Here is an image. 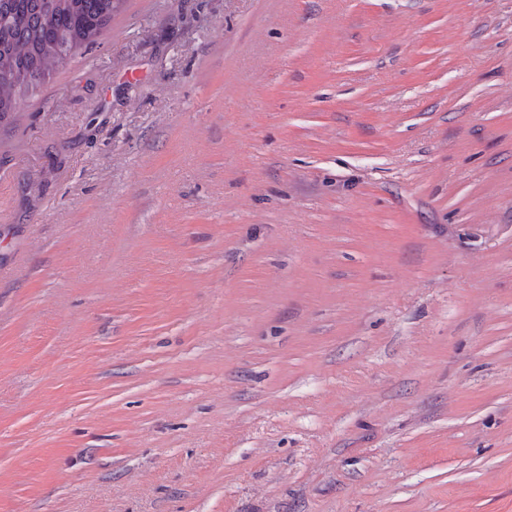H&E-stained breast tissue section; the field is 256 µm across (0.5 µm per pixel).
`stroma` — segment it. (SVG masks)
<instances>
[{
  "label": "stroma",
  "mask_w": 512,
  "mask_h": 512,
  "mask_svg": "<svg viewBox=\"0 0 512 512\" xmlns=\"http://www.w3.org/2000/svg\"><path fill=\"white\" fill-rule=\"evenodd\" d=\"M0 512H512V0H124L30 91Z\"/></svg>",
  "instance_id": "obj_1"
}]
</instances>
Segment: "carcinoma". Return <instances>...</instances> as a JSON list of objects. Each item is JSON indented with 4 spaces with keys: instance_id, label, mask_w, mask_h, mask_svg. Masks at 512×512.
<instances>
[{
    "instance_id": "obj_1",
    "label": "carcinoma",
    "mask_w": 512,
    "mask_h": 512,
    "mask_svg": "<svg viewBox=\"0 0 512 512\" xmlns=\"http://www.w3.org/2000/svg\"><path fill=\"white\" fill-rule=\"evenodd\" d=\"M121 0H0V125L26 94L94 43Z\"/></svg>"
}]
</instances>
